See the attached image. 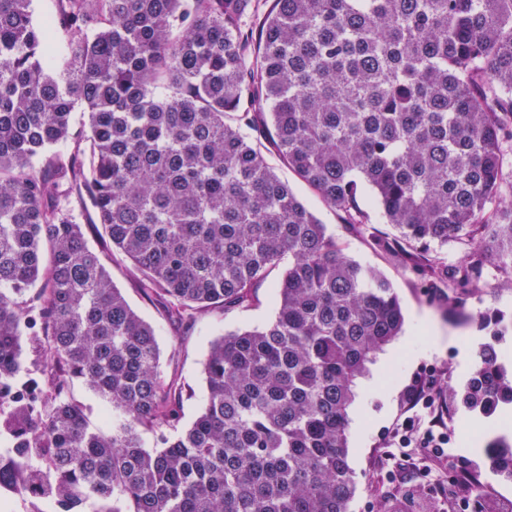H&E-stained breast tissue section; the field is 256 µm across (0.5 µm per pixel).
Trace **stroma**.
Listing matches in <instances>:
<instances>
[{"mask_svg": "<svg viewBox=\"0 0 512 512\" xmlns=\"http://www.w3.org/2000/svg\"><path fill=\"white\" fill-rule=\"evenodd\" d=\"M260 150L276 174L326 224L329 233L335 234L349 257L384 273L405 315L402 334L378 354L366 376L359 379L349 412V463L357 486L350 512H448L447 492L434 486L440 476L439 461L425 460L423 452L415 449L403 458L395 455L388 459L383 454L384 448L403 434L405 425L423 426L425 410L409 407L405 398L406 388L419 382L432 383L434 393L441 396L445 424L453 431L455 465L461 471L483 475L491 487L481 503L482 512H497L498 507L512 502V480L497 475L485 453L498 436V415L469 410L454 398L470 375L478 347L491 341L498 352L512 351V332L493 338L477 324L458 322L454 310L439 306L412 273L376 251L370 238L346 230L336 213L269 145H261ZM88 243L101 252L129 305L153 326L163 375L183 386L182 421L190 423L205 399L202 367L211 341L226 331L269 323L276 312L273 280L256 288L249 308H214L197 314L193 321L177 324L167 320L161 306L145 296L139 274L128 259L113 252L97 235H89Z\"/></svg>", "mask_w": 512, "mask_h": 512, "instance_id": "35a3bbf8", "label": "stroma"}]
</instances>
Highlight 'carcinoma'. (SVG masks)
<instances>
[{
  "label": "carcinoma",
  "instance_id": "obj_1",
  "mask_svg": "<svg viewBox=\"0 0 512 512\" xmlns=\"http://www.w3.org/2000/svg\"><path fill=\"white\" fill-rule=\"evenodd\" d=\"M32 2L0 0V499L349 512L356 382L404 315L259 145L353 231L371 202L396 231L375 248L506 335L464 302L498 289L489 265L512 276V0H56L42 23ZM79 108L75 150L51 153ZM65 185L172 321L246 308L283 267L274 319L211 341L190 425L153 327L58 203ZM27 349L49 358L41 387L20 383ZM72 378L106 402L104 427L67 399ZM461 400L512 403L495 346ZM487 452L512 478V447Z\"/></svg>",
  "mask_w": 512,
  "mask_h": 512
}]
</instances>
